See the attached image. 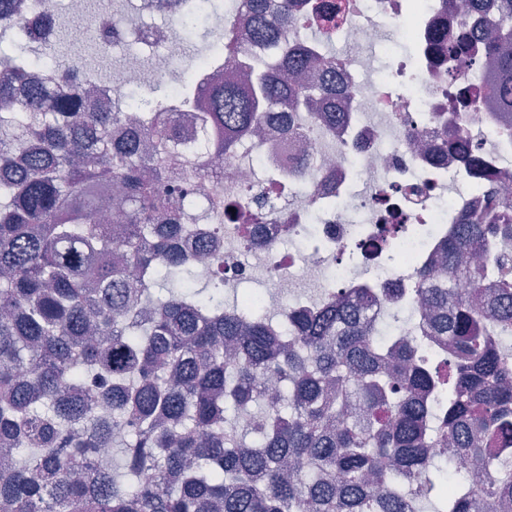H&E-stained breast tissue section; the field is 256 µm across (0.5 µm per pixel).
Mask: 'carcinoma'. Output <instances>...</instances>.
I'll use <instances>...</instances> for the list:
<instances>
[{"label":"carcinoma","mask_w":512,"mask_h":512,"mask_svg":"<svg viewBox=\"0 0 512 512\" xmlns=\"http://www.w3.org/2000/svg\"><path fill=\"white\" fill-rule=\"evenodd\" d=\"M327 24L345 6L321 4ZM296 5L252 0L256 36L285 46L243 80L191 87L207 105L162 100L141 113L99 112L93 90L38 87L25 98L29 50L0 51V512H469L512 496V209L487 197L448 241V281L500 279L501 296L430 288L416 276L427 322L448 337L451 361L417 340H378L361 319L373 295L316 297L279 319L264 299L224 300V216L190 249L206 210L193 207L213 158L271 122L318 113L332 54L302 45ZM481 36L460 22L448 68L478 45L491 61L492 99L512 113V0L496 11L468 0ZM33 15L30 0H0V44ZM73 81L81 57L56 61ZM183 161V171L165 165ZM399 225L373 247L400 248ZM111 411L96 415L97 406ZM484 469L449 490L429 449Z\"/></svg>","instance_id":"cac0c4a2"}]
</instances>
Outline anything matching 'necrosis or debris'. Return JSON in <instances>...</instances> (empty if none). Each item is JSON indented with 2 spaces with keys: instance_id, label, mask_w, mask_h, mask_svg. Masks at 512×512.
<instances>
[{
  "instance_id": "obj_1",
  "label": "necrosis or debris",
  "mask_w": 512,
  "mask_h": 512,
  "mask_svg": "<svg viewBox=\"0 0 512 512\" xmlns=\"http://www.w3.org/2000/svg\"><path fill=\"white\" fill-rule=\"evenodd\" d=\"M210 2L198 0V11L211 31H219L227 17L235 19L239 51L226 62L225 75L266 66L277 50L255 38L242 0H233L227 11L211 9ZM459 24L448 0H346L344 21L319 28L311 44L316 54L337 42L345 47L335 56L336 108L347 119L332 131L307 123L292 124L286 133L269 127L247 160L221 161L223 186L211 191L210 211L232 198L253 208L244 188L265 189L266 177L283 186L268 197L262 226L248 241L225 230L226 278L252 273L253 257L262 255L283 281L316 277L346 299L373 289L381 303L370 310L371 320L390 313L405 339L422 338L433 352L447 354V337L422 324L412 273L420 267L442 273L460 216L486 200L473 190L467 158L443 148L447 135L466 130L497 185L512 196V114L493 104L480 78L482 59L452 72L434 57L437 35L452 37ZM388 25L407 45L386 74L364 79L368 52L381 44ZM167 83L152 54H131L99 82L96 100L107 110L144 112L148 106L138 102V89ZM378 224H411L415 230L398 254L353 273L349 260L357 244Z\"/></svg>"
}]
</instances>
